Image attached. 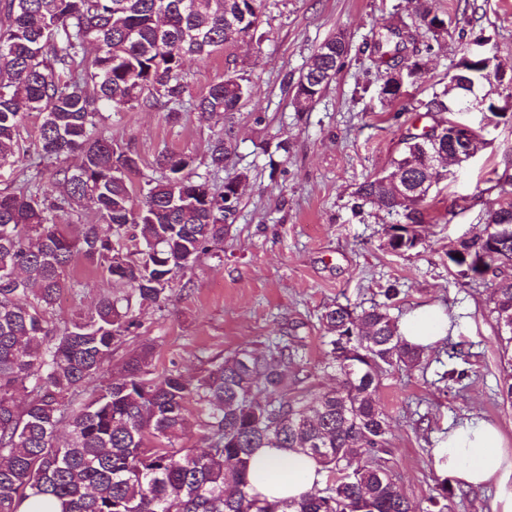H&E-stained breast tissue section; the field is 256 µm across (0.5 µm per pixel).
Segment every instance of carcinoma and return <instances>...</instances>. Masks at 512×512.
<instances>
[{
    "mask_svg": "<svg viewBox=\"0 0 512 512\" xmlns=\"http://www.w3.org/2000/svg\"><path fill=\"white\" fill-rule=\"evenodd\" d=\"M263 0H0V170L24 157L22 119L42 115L40 149L28 178L0 191V512L29 500L47 512H415L387 465L386 412L376 400L392 368L422 363L405 342L389 304L356 311L337 304L321 315L327 347L320 371L341 378L318 389L298 350L271 342L240 348L194 380L177 370L153 377V348L131 356L119 378L103 380L115 347L137 325L135 308L162 310L181 272L224 242L238 203L231 180L217 190L194 172L193 160L164 151L161 177L134 188L136 158L106 135L102 111L153 100L172 114L184 104L183 64L254 38ZM95 55L86 61L89 46ZM374 48L385 68L378 97L390 102L388 73L402 64L399 29L386 27ZM344 33L326 39L291 85L296 111L331 82L347 56ZM426 66L419 53L404 64ZM251 89L237 77L212 84L190 105L202 115L229 116ZM475 91L453 74L419 104L435 124L403 139L390 169L356 191L360 209L384 208L399 221L401 251L420 243L429 193L447 178L427 166V153H450L445 114L467 110ZM232 143L209 149V167L224 168ZM73 152L81 163L43 183L44 161ZM92 203L99 223L74 236L59 211ZM107 273L118 296L57 331L49 315L75 257ZM489 273L496 322L512 319V198L488 211L477 237H461L448 265L466 279L474 263ZM26 395L20 408L16 395ZM205 416L206 450L176 441L189 432L188 403ZM67 423L68 438L56 430ZM315 458L326 487L296 501L249 493L248 465L259 448Z\"/></svg>",
    "mask_w": 512,
    "mask_h": 512,
    "instance_id": "1",
    "label": "carcinoma"
}]
</instances>
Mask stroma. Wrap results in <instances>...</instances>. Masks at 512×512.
Wrapping results in <instances>:
<instances>
[{
	"instance_id": "1",
	"label": "stroma",
	"mask_w": 512,
	"mask_h": 512,
	"mask_svg": "<svg viewBox=\"0 0 512 512\" xmlns=\"http://www.w3.org/2000/svg\"><path fill=\"white\" fill-rule=\"evenodd\" d=\"M425 9L445 21L446 33L424 25ZM394 21L428 66L406 95L383 104L373 43ZM339 31L349 43L343 66L309 111H295L287 80L298 79L319 45ZM477 37L485 38L487 56L512 67V0H264L252 41L185 64L189 101L222 77L247 80L251 95L232 120L185 111L174 120L146 104L105 111L107 135L137 158L144 177H156L155 159L165 150L190 156L195 172L206 174L212 141L228 133L232 153L213 181H242L223 244L181 274L164 310L138 312V326L114 350L108 376L119 375L146 342L158 374L176 369L195 378L236 349L290 339L314 368L324 358L326 307L367 309L382 302L386 288H396L394 319L439 304L455 326L419 367L388 372L377 393L390 424L388 464L396 483L417 512H426L429 497L444 486L447 512H493L496 486L461 485L442 467L437 448L449 428L475 412L500 429L512 455V406L499 395L504 359L490 312L492 289L456 280L447 257L459 238L483 230L487 211L499 203L497 181L512 170V119L489 125L485 147L449 166L447 180L428 199L416 248L391 252L386 231L395 216L371 205L353 208L358 186L389 168L408 129L430 125L417 105L447 83ZM67 276L80 292L55 306L50 320L59 329L114 291L108 276L81 257ZM453 347L461 349L457 366L466 372L458 390L441 379Z\"/></svg>"
}]
</instances>
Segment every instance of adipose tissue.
<instances>
[{
    "instance_id": "adipose-tissue-1",
    "label": "adipose tissue",
    "mask_w": 512,
    "mask_h": 512,
    "mask_svg": "<svg viewBox=\"0 0 512 512\" xmlns=\"http://www.w3.org/2000/svg\"><path fill=\"white\" fill-rule=\"evenodd\" d=\"M451 319L427 305L408 315L399 330L409 344L424 348L447 336ZM448 473L467 487L502 486L494 512H512V458L502 449L498 429L479 418L450 428L438 450ZM325 474L311 457L280 448L257 449L249 463V492L269 501L298 499L319 486Z\"/></svg>"
}]
</instances>
